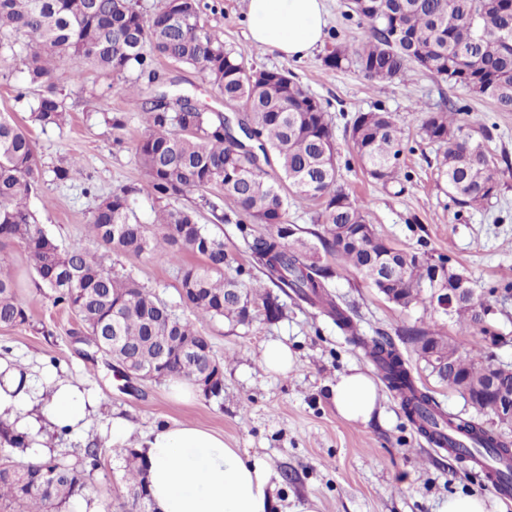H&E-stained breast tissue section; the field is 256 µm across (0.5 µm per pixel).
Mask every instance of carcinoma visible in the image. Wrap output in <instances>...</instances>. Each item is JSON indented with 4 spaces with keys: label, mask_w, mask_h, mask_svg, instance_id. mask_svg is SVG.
Returning a JSON list of instances; mask_svg holds the SVG:
<instances>
[{
    "label": "carcinoma",
    "mask_w": 512,
    "mask_h": 512,
    "mask_svg": "<svg viewBox=\"0 0 512 512\" xmlns=\"http://www.w3.org/2000/svg\"><path fill=\"white\" fill-rule=\"evenodd\" d=\"M347 8V17L368 24L369 35L355 45L333 44L323 57L325 67L353 65L377 88L416 66L512 112V0H368L365 8L349 0ZM19 49L28 54L25 86L17 89V98L39 88L30 120L43 129L60 128L68 120L69 108L54 86L58 70L73 80L88 66L115 77L117 90L145 127L134 150L147 176V191L160 201L209 188L222 192L234 203L232 214L218 213L205 197L202 202L216 220L236 224L261 277L247 286L225 274L231 254L223 238L198 222L197 206L160 210L157 232L148 234L133 217L130 189L104 197L95 210L93 230L105 247L172 264L180 263L185 250L199 255L202 264L182 267L180 278L181 300L199 319L248 326L259 307L267 317L278 318L281 293L319 308L376 362L419 433L446 443L459 459L476 454L489 458L497 464L498 482L512 485L509 445L480 420L448 415L416 386L392 339L361 336L355 310L341 307L327 291L338 267L376 289L388 271L389 287L399 289V295L386 300L402 308L432 309L427 284L437 261L375 234L366 203L340 183L328 113L294 75L246 69L243 54L226 48L202 21L198 0H164L149 18L134 0H0V55H15ZM160 58L192 66L224 101L246 104L245 111L229 123L224 113L195 106L190 94L175 89L160 73L155 66ZM144 81L154 87L148 96L141 88ZM421 133L441 149L438 175L456 207L478 209L497 195L505 170L489 147L492 133L487 127L445 104L429 113ZM346 141L372 179L383 184L410 179L400 175L401 132L390 113H359L346 126ZM272 155L288 189L320 206L316 228L293 236L283 233L288 216L280 184L266 170ZM44 174L28 133L0 115V248L20 244L37 276L36 287L54 305L74 312L85 333L100 337L103 353L122 368L154 381L183 378L194 382L204 398L219 397L224 366L194 324L174 317L135 280L112 276L88 253L63 249L45 233L27 205ZM324 253L336 259V266L322 261ZM17 288L0 266V325L28 322ZM450 317L461 336L476 329L489 335L468 300L456 303ZM398 335L429 368L432 363L420 342L433 337L457 363V371L448 374L450 385L461 378L479 387L492 366L483 348L463 350L424 322L403 326ZM0 443L11 453L29 445L2 420ZM99 466L96 443L85 448L77 466L52 456L8 461L0 464V498L8 496L27 512H70L86 498ZM124 482L136 512H156L136 448L126 449Z\"/></svg>",
    "instance_id": "carcinoma-1"
}]
</instances>
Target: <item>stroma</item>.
<instances>
[{
  "label": "stroma",
  "instance_id": "stroma-1",
  "mask_svg": "<svg viewBox=\"0 0 512 512\" xmlns=\"http://www.w3.org/2000/svg\"><path fill=\"white\" fill-rule=\"evenodd\" d=\"M199 7L203 22L227 47L246 46V0H199ZM327 11L325 44L354 43L367 35V27L347 17L345 0H327ZM323 56L320 49L301 60L268 51L249 54L245 65L289 70L323 103L341 146L340 181L366 201L376 233L397 247L443 257L450 266L466 270L489 309L488 325L499 338L497 345L489 346L492 361L512 366V172L504 175L488 205L459 209L449 201L448 189L437 175L438 146L419 134L425 113L449 99L491 126L492 150L512 157V112L498 111L490 101L415 68L373 90L356 68H325ZM158 68L203 106L228 116L241 111V103L224 102L193 67L162 59ZM24 71L22 57L0 59V113L27 127L46 171L30 202L39 224L62 248L89 252L114 274L138 281L175 317L192 319L179 296L181 265L149 255L113 253L93 232L96 206L123 187L135 189L130 202L140 223L148 226L153 221L157 203L144 189V173L131 149L143 134L137 112L116 92L111 76L89 67L78 82L57 73L54 82L69 107L68 122L59 129L40 128L28 122L33 97H15ZM377 109L392 113L402 131L400 163L410 174L405 184L386 186L371 179L344 146L347 122ZM116 115L123 118V128L108 124V117ZM74 157L80 164L69 179L54 180L52 167ZM0 261L17 281L30 318L25 325L0 326V359L25 368L43 389L59 379L81 381L96 401L82 428L47 438L43 449L9 457L0 452V462H27L49 453L74 464L81 461L87 444L98 443L101 466L89 493L101 512L130 510L122 482L125 449L137 447L158 427L187 421L222 434L243 456L268 461L276 485L275 512H300L311 501L317 512H443L449 497L458 494L480 496L486 512H512V499L497 496L480 470L429 445L386 386L378 388V405L370 421L352 424L342 419L331 394L337 377L353 366L371 375L376 369L329 318L296 297L281 296L284 309L279 318H267L259 310L247 327L221 319L198 323L224 364V390L220 397L199 395L185 404L170 398L166 382L125 378L113 360L83 341L78 317L54 306L36 288L19 245L1 248ZM331 293L339 303L356 308L365 336H392L400 326L422 320L461 348L486 344L477 331L457 335L453 320L444 313L419 305L398 307L346 272L333 280ZM271 340L287 344L295 357L288 376L266 370L261 362L263 347ZM398 349L417 384L428 388L446 412L472 415L460 394L432 374L411 345L402 343ZM116 418L128 425L126 438L117 444L112 441Z\"/></svg>",
  "mask_w": 512,
  "mask_h": 512
}]
</instances>
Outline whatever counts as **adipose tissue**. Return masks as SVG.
Returning a JSON list of instances; mask_svg holds the SVG:
<instances>
[{"mask_svg":"<svg viewBox=\"0 0 512 512\" xmlns=\"http://www.w3.org/2000/svg\"><path fill=\"white\" fill-rule=\"evenodd\" d=\"M325 0H247L249 45L288 59L310 55L323 43ZM336 410L354 424L367 423L378 388L363 370L352 367L332 387ZM42 398L31 378L0 364V418L15 421L29 439L43 438L33 414ZM93 402L78 384L58 381L50 397L55 426L77 428ZM149 491L158 512H272L275 485L266 460L242 457L223 436L192 423L154 430L140 446Z\"/></svg>","mask_w":512,"mask_h":512,"instance_id":"adipose-tissue-1","label":"adipose tissue"}]
</instances>
